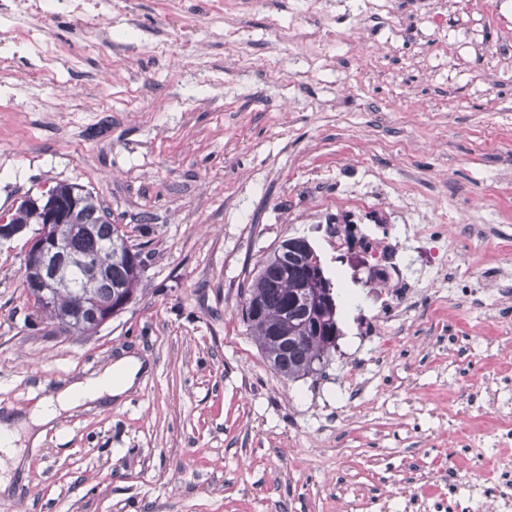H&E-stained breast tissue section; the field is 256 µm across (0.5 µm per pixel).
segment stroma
I'll use <instances>...</instances> for the list:
<instances>
[{
	"label": "stroma",
	"mask_w": 512,
	"mask_h": 512,
	"mask_svg": "<svg viewBox=\"0 0 512 512\" xmlns=\"http://www.w3.org/2000/svg\"><path fill=\"white\" fill-rule=\"evenodd\" d=\"M106 0L99 38L60 16L44 29L81 72L0 40V215L56 183L91 191L141 253L134 301L88 335L64 333L24 285L27 233L0 241V416L134 354L148 370L112 405L62 416L25 447L0 512H405L392 482L471 477L447 448L488 428L458 395L488 374L512 329L493 310L422 283L420 314L351 398L355 323L340 315L322 375H277L247 331L260 261L304 237L327 271L320 223L358 186L443 241L475 280L512 285V9L423 0L361 14L359 0ZM240 41L226 45V31ZM169 52L153 56L145 44ZM342 409V428L324 416Z\"/></svg>",
	"instance_id": "obj_1"
}]
</instances>
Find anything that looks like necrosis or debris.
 I'll return each instance as SVG.
<instances>
[{
	"mask_svg": "<svg viewBox=\"0 0 512 512\" xmlns=\"http://www.w3.org/2000/svg\"><path fill=\"white\" fill-rule=\"evenodd\" d=\"M42 13L41 0H0V14L13 22L12 39L28 45L44 72H52L64 59L71 69H78V54H64L50 40H32V26ZM326 234L343 273L360 281L376 303L368 319L369 338L380 345L395 336L400 327L397 314L407 307L421 275L442 270L452 261L432 225L403 219L369 192L350 191ZM485 413L494 419L488 434L466 442L475 451L474 482L459 486L457 469L449 468V496L434 501L435 512H512V462L497 458L499 449L512 446V394L489 402Z\"/></svg>",
	"mask_w": 512,
	"mask_h": 512,
	"instance_id": "4bbe7bcc",
	"label": "necrosis or debris"
}]
</instances>
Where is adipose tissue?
I'll return each mask as SVG.
<instances>
[{"label": "adipose tissue", "instance_id": "adipose-tissue-1", "mask_svg": "<svg viewBox=\"0 0 512 512\" xmlns=\"http://www.w3.org/2000/svg\"><path fill=\"white\" fill-rule=\"evenodd\" d=\"M144 370V362L129 354L116 359L102 371L61 388L43 399L28 415L0 418V468L18 465L22 441L38 445L47 429L67 411L95 402H111L125 395Z\"/></svg>", "mask_w": 512, "mask_h": 512}]
</instances>
